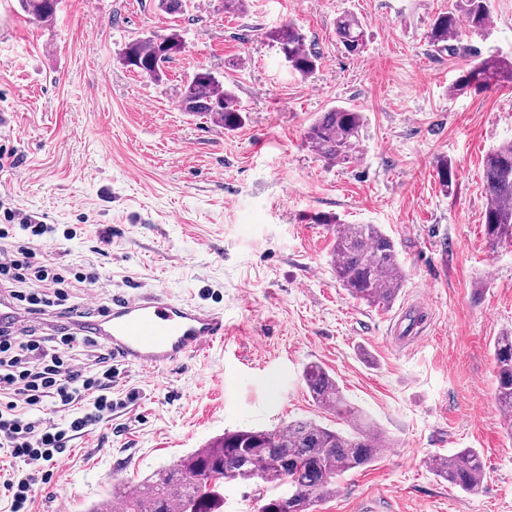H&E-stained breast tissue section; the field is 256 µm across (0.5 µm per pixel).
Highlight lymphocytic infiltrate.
I'll return each mask as SVG.
<instances>
[{
  "mask_svg": "<svg viewBox=\"0 0 512 512\" xmlns=\"http://www.w3.org/2000/svg\"><path fill=\"white\" fill-rule=\"evenodd\" d=\"M4 218L0 288L27 320L0 322V452L15 462L0 478V500L8 512H31L36 484L50 482L73 437L112 419V349L74 326L109 310L100 292L112 279L94 264L76 271L61 263L47 249L53 225L13 210ZM73 282L86 286L83 301H71ZM48 320L56 324L50 333ZM90 349L89 365L81 356Z\"/></svg>",
  "mask_w": 512,
  "mask_h": 512,
  "instance_id": "lymphocytic-infiltrate-1",
  "label": "lymphocytic infiltrate"
}]
</instances>
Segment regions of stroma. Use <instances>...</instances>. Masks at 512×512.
Segmentation results:
<instances>
[{
    "instance_id": "1",
    "label": "stroma",
    "mask_w": 512,
    "mask_h": 512,
    "mask_svg": "<svg viewBox=\"0 0 512 512\" xmlns=\"http://www.w3.org/2000/svg\"><path fill=\"white\" fill-rule=\"evenodd\" d=\"M59 0L35 24L0 0V145L15 168L0 194L56 227L52 248L82 267L111 231L112 291L162 290L223 312L224 341L149 374L119 363L126 408L73 440L33 512H89L237 429L297 418L341 429L302 380L316 362L385 432L369 467L345 473L313 512H512V438L496 400L493 344L512 331V246L484 234L483 159L512 139V87L449 95L467 57L437 53L424 33L453 0ZM491 29L470 42L512 57V0H489ZM358 15L365 53L344 54L337 15ZM294 21L320 57L308 78L267 35ZM178 30L184 51L155 81L119 53L146 33ZM212 71L246 111L235 131L181 112L177 94ZM363 112V150L326 164L304 140L320 113ZM456 181L442 190L441 159ZM378 224L393 239L404 286L386 308L350 298L332 270L333 234L313 216ZM479 450L477 493L439 478L429 457Z\"/></svg>"
}]
</instances>
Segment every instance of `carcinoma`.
Segmentation results:
<instances>
[{
    "label": "carcinoma",
    "mask_w": 512,
    "mask_h": 512,
    "mask_svg": "<svg viewBox=\"0 0 512 512\" xmlns=\"http://www.w3.org/2000/svg\"><path fill=\"white\" fill-rule=\"evenodd\" d=\"M34 22L52 17L58 0H19ZM490 27L487 0H455L452 9L438 14L429 24L425 41L438 53L463 54L473 58L450 87V93L512 85V60L496 56L478 58L463 43L462 32L485 36ZM336 41L351 56L364 52L368 34L361 20L350 11L336 17ZM284 46L289 67L303 77L318 68V56L306 48L295 23L281 25L270 34ZM183 45L179 34L146 36L125 44L123 65L155 81L163 80L173 50ZM178 107L183 112L210 118L233 131L244 120L232 93L206 68H198L180 88ZM364 115L338 107L322 113L306 129L304 138L329 163H347L362 151ZM445 189L456 172L444 159L437 169ZM487 203L484 230L494 247L512 246V140L491 149L484 161ZM318 224H332L333 272L340 286L354 300L369 306H387L399 295L405 272L394 241L378 224H343L331 215L316 217ZM496 392L499 408L508 416L505 430L512 436V332L494 342ZM303 381L318 407L349 421L337 430L312 419H297L270 429L226 431L203 448L187 453L179 463L162 467L140 485V492L127 495L112 489L110 499L98 502L91 512H217L221 485L228 481H253L266 488L257 498V512H282L281 500H293L295 512H311L316 502L336 492L339 478L374 463L386 437L346 401L337 381L320 364L303 370ZM432 470L449 484L475 493L485 479L479 451L463 448L449 456H436Z\"/></svg>",
    "instance_id": "1"
}]
</instances>
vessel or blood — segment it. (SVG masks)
<instances>
[{
	"label": "vessel or blood",
	"mask_w": 512,
	"mask_h": 512,
	"mask_svg": "<svg viewBox=\"0 0 512 512\" xmlns=\"http://www.w3.org/2000/svg\"><path fill=\"white\" fill-rule=\"evenodd\" d=\"M83 334L112 347L115 357L154 373L224 337V314L165 292L116 295L111 309L83 320Z\"/></svg>",
	"instance_id": "b4317fda"
}]
</instances>
